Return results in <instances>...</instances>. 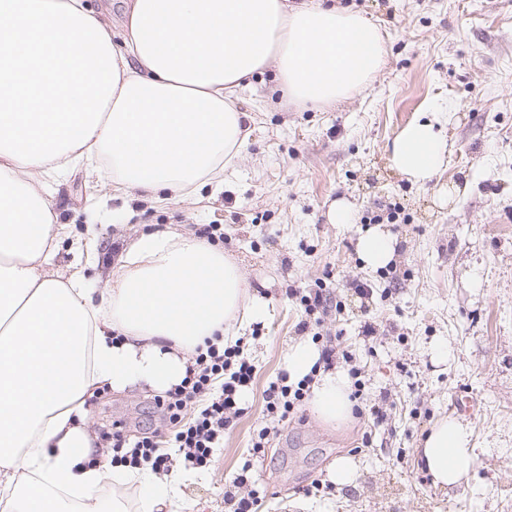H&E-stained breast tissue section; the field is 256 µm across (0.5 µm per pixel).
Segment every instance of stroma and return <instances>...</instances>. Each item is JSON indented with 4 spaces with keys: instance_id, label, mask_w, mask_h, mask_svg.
Here are the masks:
<instances>
[{
    "instance_id": "obj_1",
    "label": "stroma",
    "mask_w": 512,
    "mask_h": 512,
    "mask_svg": "<svg viewBox=\"0 0 512 512\" xmlns=\"http://www.w3.org/2000/svg\"><path fill=\"white\" fill-rule=\"evenodd\" d=\"M361 11L385 40V65L345 101L314 110L291 102L274 68L255 75L237 104L255 124L237 175L198 198L149 204L73 174L50 202L65 226L54 261L104 287L121 244L156 226L189 229L231 255L250 291L269 301L264 319L243 326L241 348L257 376L246 413L224 433L209 465L174 457L181 512H225L224 486L252 462L258 512H512V0H332ZM437 113L453 152L425 184L391 166L395 137ZM460 192L448 196L451 187ZM349 203L351 224L328 209ZM398 204L389 230L397 249L387 267L366 266L362 216ZM373 288L357 294L354 282ZM321 287L340 308L320 328L341 337L360 367L363 398L389 393L385 425L351 417L329 424L304 404L281 425L265 456L251 446L267 425L263 391L287 370L288 353L310 333L297 330V290ZM378 326L365 337V322ZM155 390L101 386L86 399L93 461L111 463L107 433L159 428ZM466 418L477 458L452 490L435 487L419 448L432 426ZM370 445H363V435ZM357 465L355 481L333 485L330 465Z\"/></svg>"
}]
</instances>
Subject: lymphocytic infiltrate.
<instances>
[{
  "label": "lymphocytic infiltrate",
  "instance_id": "1",
  "mask_svg": "<svg viewBox=\"0 0 512 512\" xmlns=\"http://www.w3.org/2000/svg\"><path fill=\"white\" fill-rule=\"evenodd\" d=\"M256 377L254 364L243 356L239 346L207 343L197 349L193 364L187 367L181 382L155 402L163 412L164 431H152L127 438L122 431L112 434L113 447L121 454L116 462L124 467L150 466L152 471H168L172 458L169 448H176L185 464L205 466L215 448L224 439V432L235 418L244 413V394ZM313 375L290 382L288 373H281L263 392L265 410L270 419L254 442L253 451H260L287 422L290 415L309 397Z\"/></svg>",
  "mask_w": 512,
  "mask_h": 512
}]
</instances>
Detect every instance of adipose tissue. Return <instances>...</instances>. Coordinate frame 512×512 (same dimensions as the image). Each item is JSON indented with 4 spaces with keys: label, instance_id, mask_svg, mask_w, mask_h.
Listing matches in <instances>:
<instances>
[{
    "label": "adipose tissue",
    "instance_id": "ef3b65f1",
    "mask_svg": "<svg viewBox=\"0 0 512 512\" xmlns=\"http://www.w3.org/2000/svg\"><path fill=\"white\" fill-rule=\"evenodd\" d=\"M385 63L377 25L323 0H129L121 36L84 0H0V512H127L106 481L145 489L136 512H177L175 480L92 464L85 398L97 387L180 383L187 354L262 319L235 260L187 230H148L100 292L52 270L62 224L28 176H111L146 202L222 187L251 133L235 104L274 68L289 98L328 107ZM430 121L396 136L391 164L415 183L446 163ZM350 382L319 374L313 410L351 415ZM435 486L475 463L468 423L447 418L421 447Z\"/></svg>",
    "mask_w": 512,
    "mask_h": 512
}]
</instances>
